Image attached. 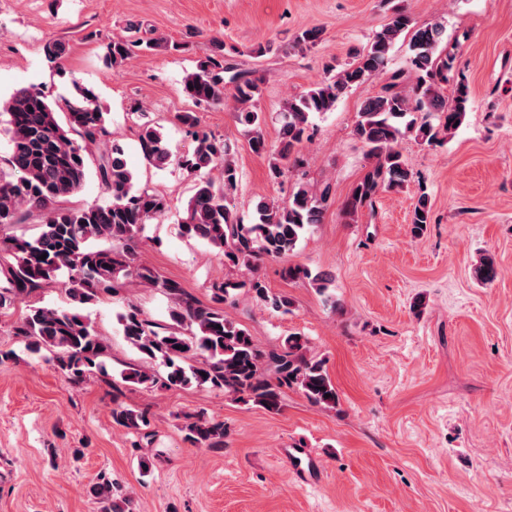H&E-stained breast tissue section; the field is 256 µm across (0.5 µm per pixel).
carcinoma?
<instances>
[{
  "label": "carcinoma",
  "mask_w": 512,
  "mask_h": 512,
  "mask_svg": "<svg viewBox=\"0 0 512 512\" xmlns=\"http://www.w3.org/2000/svg\"><path fill=\"white\" fill-rule=\"evenodd\" d=\"M403 11L375 32L366 48L338 68L329 67V76L316 87L288 100L281 112L279 143L267 142L263 115L257 108L261 77L234 73L231 97L236 119L245 127L253 152L268 157L271 178L278 179L289 167L301 164L298 146L307 137L315 113L330 111L347 89L360 86L380 74L399 35L410 28ZM445 27L435 23L413 28L409 42L410 67L415 81L406 92L393 86L367 97L358 112L353 136L366 149L370 167L344 203L343 211L354 216L373 206L382 191L404 188L413 182V173L398 149L402 131L416 133L432 145L451 136L463 121L469 103L468 87L456 84L454 104L442 89L453 69V55L442 49ZM214 54L200 62L183 79V92L198 104L224 101V74L233 70L224 56V43L213 41ZM168 39L147 42L116 37L104 44V60L118 67L135 51L168 49ZM7 133L11 146L9 172L0 170V228L22 224L33 214L41 216L38 234L30 237L0 235V309L57 281L64 283L68 296L65 308L31 307L14 334L33 354L49 350L58 368L75 382L106 373L108 346L84 315L85 308L103 292L138 283L164 295L171 303L170 323H154L136 306H129L118 317L126 342L142 358V365L121 372L129 384L152 388L189 385L220 389L244 403L253 402L269 411L281 406L283 390L298 388L315 405L335 407L338 394L325 363L307 355V339L298 334L286 337L278 351L266 352L253 341L246 329L224 315V304L234 303L239 291L277 309H288L286 296H272L257 275L265 259L285 261L309 227L321 223L330 200V187L314 189L299 185L287 201L261 200L253 221L243 223L234 212L231 195L239 183V170L226 141L196 130L197 118L191 112L178 115V121L192 130L195 148L181 160L183 168L197 177L195 192L187 201L180 219L182 232L219 249L224 265L245 269L250 276L226 278L214 285L213 302L208 306L193 298L176 280L162 278L152 269L135 262L130 242L145 224L165 214L167 199L148 186L139 187L124 161V148L112 141L108 153L100 157L97 175L111 195L107 205L86 204L79 208L59 206V200L83 186L88 161L84 142L110 137L105 113L94 92L77 87V94L64 101L67 126L56 117V109L35 87L17 89L5 103ZM414 112L439 114V125L417 122ZM139 149L147 164L161 169L171 163L172 153L160 130L145 123L140 127ZM222 171V182L210 178L212 170ZM431 223L428 195L420 193L412 213V233L422 236ZM109 247L96 244L98 240ZM45 259H40L41 255ZM288 279H312L320 293L327 290V278L311 276L299 265L284 268ZM474 278L490 284L498 275L489 256L481 257L473 268ZM164 368L159 376L154 366ZM113 421L142 440H149L150 420L143 412L121 405L112 409ZM186 439L198 447L215 448L224 442V423L198 417L185 425ZM103 504L102 512H117V489L107 475L94 487Z\"/></svg>",
  "instance_id": "1"
}]
</instances>
